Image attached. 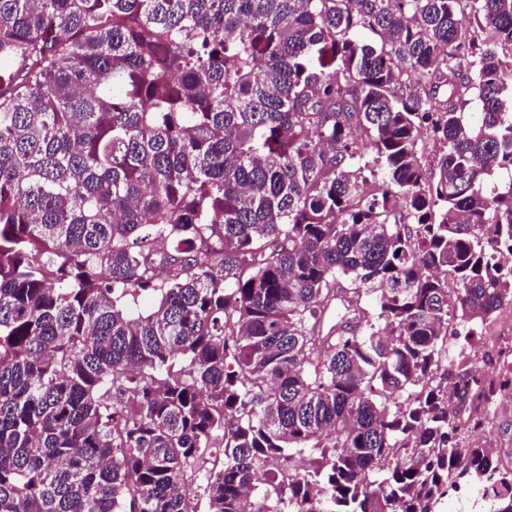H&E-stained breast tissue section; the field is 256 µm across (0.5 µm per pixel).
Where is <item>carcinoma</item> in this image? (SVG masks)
Here are the masks:
<instances>
[{
  "mask_svg": "<svg viewBox=\"0 0 512 512\" xmlns=\"http://www.w3.org/2000/svg\"><path fill=\"white\" fill-rule=\"evenodd\" d=\"M508 72L512 0H0V512H512ZM488 342L473 346L465 357L480 362L478 390L474 396L476 421L465 428L463 436L467 441L496 443L499 463L512 465V436L498 438L495 420L502 412L512 411V308L502 311L486 325ZM499 499L495 489L483 484L459 486L448 493L446 512H457L465 508L474 512H497Z\"/></svg>",
  "mask_w": 512,
  "mask_h": 512,
  "instance_id": "obj_1",
  "label": "carcinoma"
}]
</instances>
